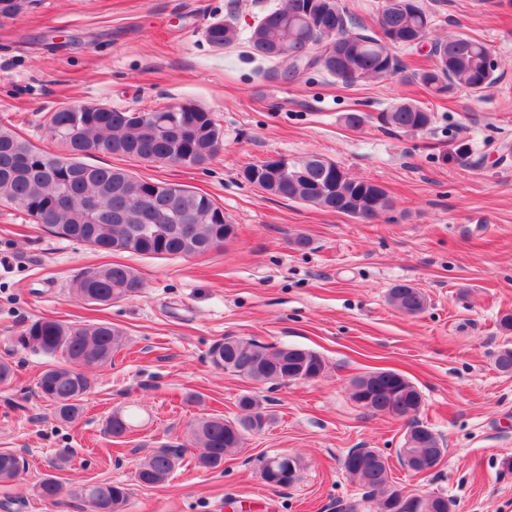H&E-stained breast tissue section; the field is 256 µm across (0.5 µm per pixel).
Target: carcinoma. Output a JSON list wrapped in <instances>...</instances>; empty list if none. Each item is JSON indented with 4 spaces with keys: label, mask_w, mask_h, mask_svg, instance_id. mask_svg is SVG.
I'll return each instance as SVG.
<instances>
[{
    "label": "carcinoma",
    "mask_w": 512,
    "mask_h": 512,
    "mask_svg": "<svg viewBox=\"0 0 512 512\" xmlns=\"http://www.w3.org/2000/svg\"><path fill=\"white\" fill-rule=\"evenodd\" d=\"M379 34L370 35L363 24L349 15L341 0H284L267 11L250 29L248 42L253 54L298 72L294 61L307 56L314 68L347 85L350 71L360 81L391 78L398 63L392 50L418 47L429 39L432 20L423 0H383L376 17ZM205 36L216 49H224L239 38L231 22L207 27ZM431 40V39H429ZM489 49L479 40L459 34L431 40L433 65L421 69L415 79L436 97L459 89L478 93L495 81L486 69ZM150 120L134 118L125 109L104 116L97 112H69L56 108L48 119L51 137L63 148L49 155L12 129L0 126V201L32 218L33 222L65 238L86 243L101 251H127L141 255L193 257L224 247L235 235V227L210 196L168 181L140 178L124 169L61 161L74 149L103 147L112 155L144 162L193 167L214 158L223 145L220 128L211 111L202 109L185 121L168 108L147 110ZM381 122L404 133L428 130L432 113L421 103L402 98L381 114ZM246 181L269 195L312 205L363 220L392 207L386 190L366 179L354 178L336 161L309 154L291 162L288 175L265 171L262 164H248ZM157 197L160 206L151 223L157 232L142 236L139 225L125 220L137 212L145 199ZM76 296L89 305H104L131 299L142 292L143 279L131 267L113 264L89 269L72 284ZM388 302L397 310L418 315L427 307V296L419 288L401 283L390 288ZM24 350L57 357L60 362L44 370L37 381L39 395L50 402L56 416L73 422L82 413L81 401L91 390L86 373L112 362V355L126 344L125 333L99 320L79 324L42 317L16 337ZM210 362L216 369L264 383L298 380L300 373L323 375L324 359L315 351L296 346L273 347L253 339L228 337L212 346ZM352 398L365 395L363 407L375 414H391L406 405L419 412L422 395L402 373L376 369L352 381ZM244 414L234 420L221 416L199 419L191 431L194 448L206 453L197 466L217 469L224 459L243 448L246 436L260 433L272 423L263 400L254 394L238 399ZM132 417L119 411L107 421L113 437L123 436ZM447 453L446 444L431 428L414 420L409 426L400 460L416 473L417 464L436 467ZM179 453L173 448L151 451L136 473L146 487L160 486L171 478ZM26 469V459L15 452H0V482L15 480ZM345 474L365 489L376 512H448L443 495L407 496L402 507L393 501L390 467L383 455L370 448L358 461L343 463ZM129 489L122 483H101L85 489L84 499L92 512H124Z\"/></svg>",
    "instance_id": "obj_1"
}]
</instances>
